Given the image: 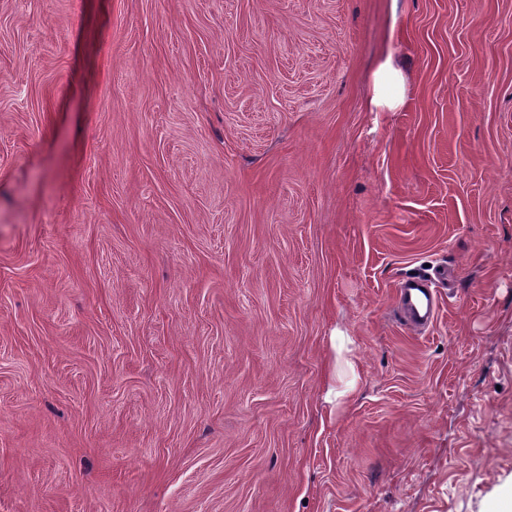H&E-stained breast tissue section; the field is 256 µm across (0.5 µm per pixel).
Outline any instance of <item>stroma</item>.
Returning <instances> with one entry per match:
<instances>
[{"instance_id": "stroma-1", "label": "stroma", "mask_w": 512, "mask_h": 512, "mask_svg": "<svg viewBox=\"0 0 512 512\" xmlns=\"http://www.w3.org/2000/svg\"><path fill=\"white\" fill-rule=\"evenodd\" d=\"M0 512H512V0H0ZM402 85L398 71L386 60L374 74V88L371 97L373 106H396L402 102ZM408 279L411 280L400 286L406 322L415 327H427L434 322L438 312L436 293L424 283L433 284L432 279L428 275H417Z\"/></svg>"}]
</instances>
